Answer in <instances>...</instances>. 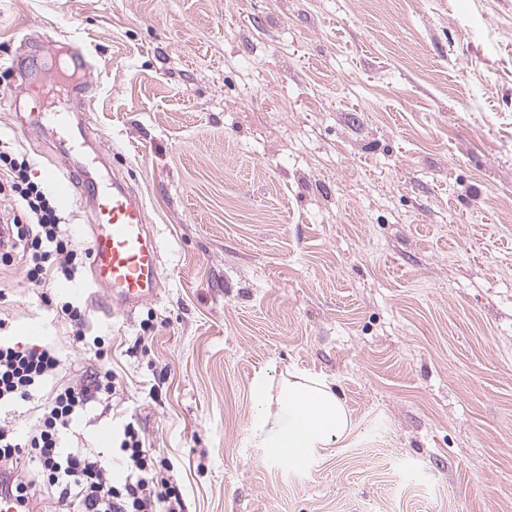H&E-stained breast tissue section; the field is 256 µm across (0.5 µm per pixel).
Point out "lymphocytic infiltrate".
Wrapping results in <instances>:
<instances>
[{"label":"lymphocytic infiltrate","instance_id":"1","mask_svg":"<svg viewBox=\"0 0 512 512\" xmlns=\"http://www.w3.org/2000/svg\"><path fill=\"white\" fill-rule=\"evenodd\" d=\"M32 163L0 144V178L19 204L18 215L0 225V253L21 251L24 275L36 288L56 279L75 280L85 255L72 243L48 191L31 178ZM0 318V496L17 512H28L35 490L46 489L57 512H183V492L170 476L173 464L147 448L134 423H125L116 450L118 470L104 455L71 448L75 421L92 406L111 407L117 378L95 369L75 384L59 382L64 362L53 345L22 347L5 336ZM41 397L39 413L26 432L10 424L12 412Z\"/></svg>","mask_w":512,"mask_h":512}]
</instances>
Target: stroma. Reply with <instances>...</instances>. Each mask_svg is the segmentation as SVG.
Listing matches in <instances>:
<instances>
[{
    "instance_id": "35a3bbf8",
    "label": "stroma",
    "mask_w": 512,
    "mask_h": 512,
    "mask_svg": "<svg viewBox=\"0 0 512 512\" xmlns=\"http://www.w3.org/2000/svg\"><path fill=\"white\" fill-rule=\"evenodd\" d=\"M69 34L94 58L84 162L130 175L164 269L129 313L88 274L51 285L121 383L69 444L134 422L184 512H512V0H0V139L39 183ZM23 270L0 264L7 335L83 380ZM294 370L353 430L286 466L253 381Z\"/></svg>"
}]
</instances>
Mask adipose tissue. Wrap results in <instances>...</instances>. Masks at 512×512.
<instances>
[{
  "label": "adipose tissue",
  "instance_id": "1",
  "mask_svg": "<svg viewBox=\"0 0 512 512\" xmlns=\"http://www.w3.org/2000/svg\"><path fill=\"white\" fill-rule=\"evenodd\" d=\"M256 431L263 447L282 452L326 448L346 438L352 422L330 384L294 376L277 396L256 384Z\"/></svg>",
  "mask_w": 512,
  "mask_h": 512
}]
</instances>
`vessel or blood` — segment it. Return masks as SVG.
<instances>
[{"label":"vessel or blood","mask_w":512,"mask_h":512,"mask_svg":"<svg viewBox=\"0 0 512 512\" xmlns=\"http://www.w3.org/2000/svg\"><path fill=\"white\" fill-rule=\"evenodd\" d=\"M69 65L89 74L90 55L77 41L66 44ZM47 121L58 136L64 154L78 151L86 131L73 127L68 113L48 112ZM72 161H64L45 172L47 184L64 204L76 199L88 202L91 275L107 288L116 312H130L144 302L155 300L162 288L161 254L150 225L148 212L139 192L121 173L112 177H85L81 193H74Z\"/></svg>","instance_id":"obj_1"}]
</instances>
